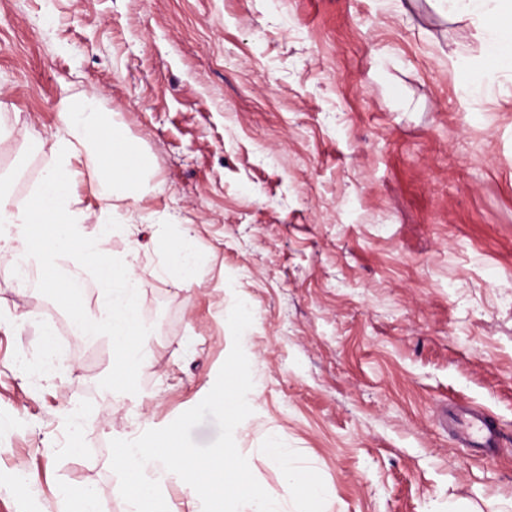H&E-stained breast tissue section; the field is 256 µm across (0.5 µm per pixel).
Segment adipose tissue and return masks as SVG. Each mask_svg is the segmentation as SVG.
<instances>
[{
	"label": "adipose tissue",
	"mask_w": 512,
	"mask_h": 512,
	"mask_svg": "<svg viewBox=\"0 0 512 512\" xmlns=\"http://www.w3.org/2000/svg\"><path fill=\"white\" fill-rule=\"evenodd\" d=\"M448 11L469 17L476 38L492 50L497 63L474 64L465 85L475 96L492 90L503 75H512V0H444ZM54 163L38 189L30 196L12 199L0 193V224H21L16 237L0 236V260L11 263L28 256L54 265L67 260L78 268L108 266L95 312L81 318V335L108 336L112 343V383L127 387L150 355L146 350L147 329L141 310V283L133 263L141 244L133 239L126 255L110 257L105 248L113 228L114 201L139 200L143 179L150 168L122 128L108 113L100 111L96 92L65 97L57 114L53 135ZM87 171L99 202L96 217L81 207L74 189L80 171ZM95 231H85L88 220ZM166 271L179 287L198 281L197 241L182 233L175 246L165 249ZM268 448L280 460L285 485L306 500L317 502L324 495L321 483L305 478L288 461L277 436H269Z\"/></svg>",
	"instance_id": "1"
}]
</instances>
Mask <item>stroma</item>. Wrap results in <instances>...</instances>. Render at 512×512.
Returning <instances> with one entry per match:
<instances>
[{
  "mask_svg": "<svg viewBox=\"0 0 512 512\" xmlns=\"http://www.w3.org/2000/svg\"><path fill=\"white\" fill-rule=\"evenodd\" d=\"M0 0V189L52 163L60 102L94 90L152 160L105 247L136 271L156 357L112 387L95 299L0 267V512H129L111 439L162 428L213 387L235 299L252 413L240 437L281 490L277 432L331 512H512V79L471 97L487 57L443 0ZM196 235L175 287L158 238ZM55 327L45 336L43 321ZM28 357L29 370L16 361ZM479 407L491 454L444 415Z\"/></svg>",
  "mask_w": 512,
  "mask_h": 512,
  "instance_id": "obj_1",
  "label": "stroma"
}]
</instances>
